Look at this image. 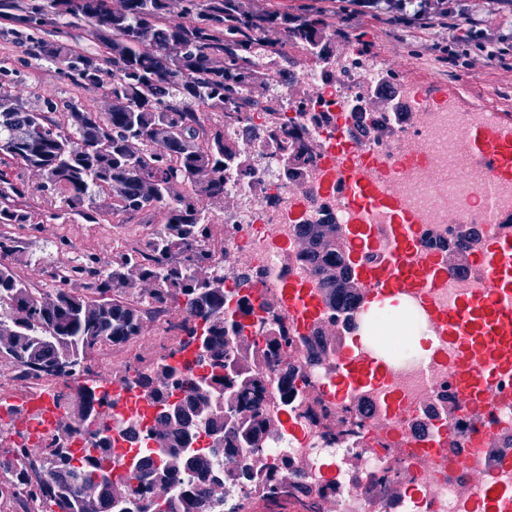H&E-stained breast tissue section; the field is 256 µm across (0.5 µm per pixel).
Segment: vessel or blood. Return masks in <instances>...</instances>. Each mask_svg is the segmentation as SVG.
Listing matches in <instances>:
<instances>
[{
	"label": "vessel or blood",
	"mask_w": 512,
	"mask_h": 512,
	"mask_svg": "<svg viewBox=\"0 0 512 512\" xmlns=\"http://www.w3.org/2000/svg\"><path fill=\"white\" fill-rule=\"evenodd\" d=\"M462 138L468 144L473 162L493 177L512 176V128L497 124L489 129L467 125ZM333 187L340 191L349 206L362 218L347 234L349 246L364 250L368 241L365 218L377 209L392 208L393 202L381 190L372 166L348 160L336 169ZM394 229L382 241L387 260L381 266H363L359 274L372 300L411 296L430 304L435 286V264L419 265L413 250L420 233L415 217L394 210ZM483 284L435 315L449 339L460 350V369L456 375L458 389L468 400L485 401L495 392L502 372L500 356L512 349V227L501 226L492 244L479 255ZM290 315L309 323L321 308L320 300L301 284L291 282L283 292ZM333 385L340 394L373 383L383 372L381 360L354 358L341 349Z\"/></svg>",
	"instance_id": "vessel-or-blood-1"
}]
</instances>
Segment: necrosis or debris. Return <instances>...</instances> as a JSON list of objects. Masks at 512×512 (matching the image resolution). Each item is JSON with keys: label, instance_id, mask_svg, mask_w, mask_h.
Returning <instances> with one entry per match:
<instances>
[{"label": "necrosis or debris", "instance_id": "obj_1", "mask_svg": "<svg viewBox=\"0 0 512 512\" xmlns=\"http://www.w3.org/2000/svg\"><path fill=\"white\" fill-rule=\"evenodd\" d=\"M347 69L339 80L322 78L313 70L278 75L288 115L301 109L325 112L337 122L308 129L305 139L316 153L301 180L286 176L279 154L271 148L254 170L225 173L224 191L235 206L223 217L224 286L229 291L242 283L257 287L265 298L280 297L282 285L291 281L317 288L316 278L298 261L294 244L304 224L329 218L346 226L354 220L343 196L324 190L336 166L331 146L338 141L373 165L389 196L421 217V256L440 254L442 246L477 233L479 246L464 250L465 264L447 272L432 292L440 307H448L477 287L479 280L467 262L499 230L489 221L483 189L492 187L502 213L512 212V179L492 180L488 171L474 165L461 138L464 125L482 121L485 115L459 112L435 100L418 109L416 120L394 117L391 135L374 141L363 135L354 105L379 70L369 60L348 64ZM464 202L469 205L467 223H452ZM263 318V323L254 324L253 333L267 326L287 329L293 343L284 348L281 364L294 369L297 387L312 395L308 401L297 398L286 410L271 393L261 403L267 416L282 417L286 424L279 440L263 445L269 462L302 454L310 463L297 478L305 490L293 495V512H321V490L328 484L335 489L336 512H512V379L503 378L488 402L462 400L451 384L458 350L439 335L418 303L409 300L398 314L377 313L366 323L343 326L341 342H349L356 356L379 357L385 363L384 376L365 390L360 403L336 399L328 390L341 343L313 351L304 342L313 324L299 325L284 310L264 313ZM417 333L434 335L432 353L404 360L391 355L397 337ZM424 392L431 393L430 402H420ZM452 400L460 413L447 428H440ZM481 418L491 422V431L478 429ZM433 437L447 440V460L435 463L428 457L423 443ZM472 448L480 449L482 466L499 488L493 503H486L481 486L468 498L457 494L469 471L453 460ZM354 454L364 458L357 471L347 465ZM395 481L409 488L399 501L385 495L386 486Z\"/></svg>", "mask_w": 512, "mask_h": 512}]
</instances>
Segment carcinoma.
Segmentation results:
<instances>
[{
    "instance_id": "carcinoma-1",
    "label": "carcinoma",
    "mask_w": 512,
    "mask_h": 512,
    "mask_svg": "<svg viewBox=\"0 0 512 512\" xmlns=\"http://www.w3.org/2000/svg\"><path fill=\"white\" fill-rule=\"evenodd\" d=\"M180 23L168 19L169 0H124L113 12L108 0H0L7 19L28 31L54 28L60 41H43L39 56L57 66L78 88L98 89L112 97L108 112H91L72 99L46 97L40 107L17 103L0 112V161L16 160L41 180V188L59 196L73 215L90 224L112 222L119 227L140 218L138 231L117 236L112 267L63 266L56 287L43 294L29 287L13 262L28 264L13 229L36 223L27 210L26 180L0 172V363L17 378L71 380L92 373L89 358L101 348L123 347L142 333L145 321L160 313L179 312L171 323L178 336L204 330L206 341L185 363L174 361L184 344L151 362L127 364L115 381L138 390L156 408L145 412L142 444L131 457L133 467L122 480L126 496H112V479L102 470L110 460L113 439L97 436L92 451L76 459L69 448L74 425L94 409L95 397L79 383L55 396L53 407L66 419L45 448H9L0 452V470L12 478L0 482V496L27 497L26 512H207L224 504L238 512L213 487L226 480L243 485L262 483L274 498L281 496L290 471L283 459L261 475L242 456L246 448L262 451L265 415L259 394L265 391L257 373L240 379L227 371L238 342L257 312L249 294L233 299L220 276L206 283L199 272L218 269L211 208L224 202V170L252 167L254 154L239 148L226 128L247 112L264 111L268 139L288 156L293 177L313 160L305 144L309 125L323 117L303 112V122L290 131L283 113L255 100L257 85H270L267 70L294 64L305 52L324 64L330 50L325 41L331 27L324 15L312 12L296 24L288 14L258 11L250 0H182ZM92 27L102 52L69 48L61 41L78 21ZM219 112L222 122L207 124L204 111ZM110 203L99 206L98 199ZM320 225L304 224L300 233L312 241L300 256L314 275L334 266L348 275L359 263L345 249L346 231L331 225L338 243L330 246ZM13 261L8 263L6 258ZM85 278L83 288L72 286ZM330 290L328 304L336 313L352 311L361 297L340 281H319ZM284 331L268 329L261 340L265 363L279 362L288 344ZM68 372L57 371L59 365ZM234 385L240 403L254 416L245 425L233 423L218 393ZM281 405L297 395L294 372L273 379ZM207 448H193L201 435ZM156 448H147L148 442ZM224 455V470L200 466L205 455ZM165 482L172 497L154 501L150 485Z\"/></svg>"
}]
</instances>
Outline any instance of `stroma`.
<instances>
[{"label":"stroma","instance_id":"35a3bbf8","mask_svg":"<svg viewBox=\"0 0 512 512\" xmlns=\"http://www.w3.org/2000/svg\"><path fill=\"white\" fill-rule=\"evenodd\" d=\"M333 22L337 32L329 37L332 54L367 53L381 70L399 75L402 83L417 87L424 97L451 100L462 111L494 110L512 125V56L492 60L474 50L468 59L451 65L440 62L428 49L438 39L435 31L394 27L383 13L354 19L337 16ZM8 26V21L0 19V58L9 59L16 72L15 96L31 106L42 104L47 96L60 101L72 98L91 108L99 105V91L74 89L54 65L32 57L25 44L8 35ZM26 202L40 222L34 228L17 229L16 234L28 251L46 259L45 264L21 268L31 287H52L51 266L57 262L75 265L90 254L98 255L102 262L111 261L116 235L111 225L57 221L63 204L37 190L30 191ZM63 236L70 238L73 246L60 251L56 244Z\"/></svg>","mask_w":512,"mask_h":512}]
</instances>
